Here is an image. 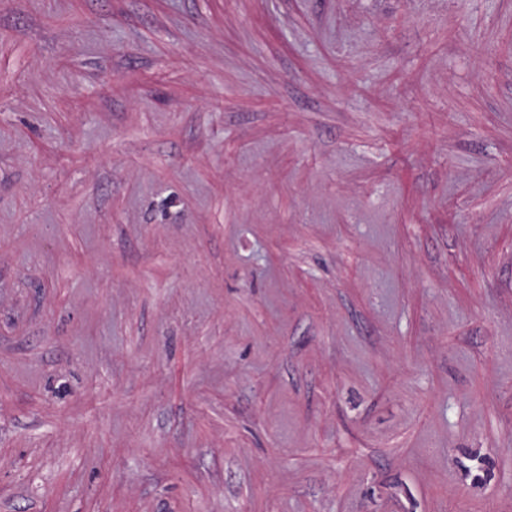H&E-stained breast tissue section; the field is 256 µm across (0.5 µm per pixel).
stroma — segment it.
I'll return each instance as SVG.
<instances>
[{
	"label": "stroma",
	"instance_id": "obj_1",
	"mask_svg": "<svg viewBox=\"0 0 512 512\" xmlns=\"http://www.w3.org/2000/svg\"><path fill=\"white\" fill-rule=\"evenodd\" d=\"M0 512H512V0H0Z\"/></svg>",
	"mask_w": 512,
	"mask_h": 512
}]
</instances>
